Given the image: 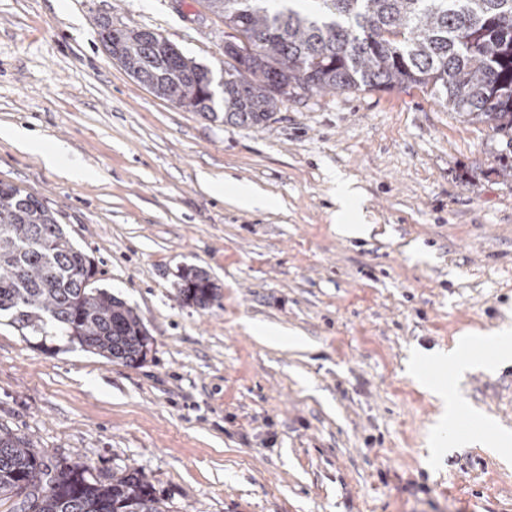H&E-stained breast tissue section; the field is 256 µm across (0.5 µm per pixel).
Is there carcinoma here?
<instances>
[{"instance_id":"1","label":"carcinoma","mask_w":512,"mask_h":512,"mask_svg":"<svg viewBox=\"0 0 512 512\" xmlns=\"http://www.w3.org/2000/svg\"><path fill=\"white\" fill-rule=\"evenodd\" d=\"M203 0L224 22L215 79L161 34L114 28L100 41L112 59L156 96L206 118L259 126L302 94L419 87L448 111L488 126L512 148V0ZM93 260L55 214L0 181V314L34 334L52 325L110 363L146 360L138 313L105 289L85 285ZM180 297L206 309L218 287L203 271L179 273ZM16 512H167L137 469L94 476L81 462H45L25 438L0 427V503Z\"/></svg>"}]
</instances>
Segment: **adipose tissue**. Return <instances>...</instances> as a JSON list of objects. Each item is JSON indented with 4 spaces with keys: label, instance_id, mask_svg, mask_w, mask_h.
Returning <instances> with one entry per match:
<instances>
[{
    "label": "adipose tissue",
    "instance_id": "ef3b65f1",
    "mask_svg": "<svg viewBox=\"0 0 512 512\" xmlns=\"http://www.w3.org/2000/svg\"><path fill=\"white\" fill-rule=\"evenodd\" d=\"M333 194L336 199V225L337 236L345 239H363L372 232L371 225L354 222L350 214L357 210L363 197L354 182L344 176H337ZM489 344L494 355L489 359H475L466 356L462 346H455L448 351H437L431 354L424 351H415L412 363L420 371L419 378L442 403L443 423H453L466 415L467 410L457 397L456 391L450 390L446 383L434 379L423 367L427 364L450 369L452 379H459L465 372L475 368L492 370L496 363L512 360V326L504 324L494 328L490 333Z\"/></svg>",
    "mask_w": 512,
    "mask_h": 512
}]
</instances>
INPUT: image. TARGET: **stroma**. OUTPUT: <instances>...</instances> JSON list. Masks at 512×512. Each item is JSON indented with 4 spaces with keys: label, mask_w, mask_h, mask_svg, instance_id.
<instances>
[{
    "label": "stroma",
    "mask_w": 512,
    "mask_h": 512,
    "mask_svg": "<svg viewBox=\"0 0 512 512\" xmlns=\"http://www.w3.org/2000/svg\"><path fill=\"white\" fill-rule=\"evenodd\" d=\"M106 20L225 67V27L199 0H0V130L36 138H0V180L55 213L152 350L109 363L1 318L0 426L49 463L141 470L169 512H512V465L468 447L431 458L439 405L406 367L412 346L512 313L500 137L417 88L291 98L260 127L206 118L113 61ZM340 174L369 238L333 230ZM241 186L271 205L240 208ZM186 266L219 285L209 308L181 301ZM457 393L512 431V362Z\"/></svg>",
    "instance_id": "stroma-1"
}]
</instances>
